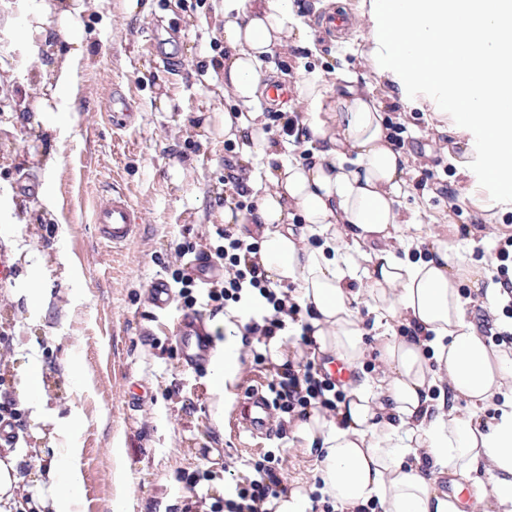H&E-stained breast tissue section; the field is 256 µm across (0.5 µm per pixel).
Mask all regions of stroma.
I'll return each mask as SVG.
<instances>
[{
	"label": "stroma",
	"mask_w": 512,
	"mask_h": 512,
	"mask_svg": "<svg viewBox=\"0 0 512 512\" xmlns=\"http://www.w3.org/2000/svg\"><path fill=\"white\" fill-rule=\"evenodd\" d=\"M144 11L127 16L124 0H101L87 19L90 62H77L74 80L80 109L49 114L37 124L17 111L16 89L29 84L34 57L60 47L30 46L22 38L26 11L40 0H0V68L13 85H0V264L10 275L0 281V328L11 338L0 346V397L20 404L25 430L11 446L25 464L19 470L27 491L26 512H40L51 489L45 472L64 448L80 451L81 512H210L235 483L253 475L251 461L275 451L288 489L320 486L318 459L292 432L276 433L257 448L244 447L236 430L239 397L275 379L278 367L264 344L244 337L241 369L230 391L216 389L211 368L183 370L171 334L173 314L148 304V287L158 276L188 274L184 243L208 252L215 228L224 222L218 198L232 193L230 172L251 182L243 202L257 206L271 165L243 143L225 139L223 116L235 110L219 91L206 63L222 55L224 37L215 21L224 0H140ZM362 0H295L298 18L311 30L312 45L279 48L265 55L266 83L293 89L297 80L320 75L333 84L335 72L364 76L382 104L386 125L401 127L394 145L408 160L409 187L403 203L413 221L402 228L411 257L421 256L432 235L457 225L465 255L497 274L496 244L512 234V191L486 179L481 134L459 137L423 101L401 102L370 72L362 52L371 33L351 29L342 41L320 33L321 15L361 12ZM176 38L182 64L165 72L152 55V30ZM135 110L133 124L114 126L108 112L113 89ZM265 129L284 158L307 157L311 147L285 135L275 111L305 114L302 105L272 110L258 102ZM468 162L470 177L457 173ZM124 192L139 220L135 236L112 248L92 220L94 208ZM41 306L28 304L32 288ZM43 366L38 406L24 405L30 359ZM83 382L74 385L72 367ZM147 392L139 407L128 404L133 389ZM78 416L81 425L66 437L61 423ZM125 450L116 464L111 450ZM199 480L196 491L182 475Z\"/></svg>",
	"instance_id": "1"
}]
</instances>
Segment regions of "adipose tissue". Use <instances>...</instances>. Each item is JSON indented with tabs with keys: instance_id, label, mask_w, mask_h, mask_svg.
<instances>
[{
	"instance_id": "1",
	"label": "adipose tissue",
	"mask_w": 512,
	"mask_h": 512,
	"mask_svg": "<svg viewBox=\"0 0 512 512\" xmlns=\"http://www.w3.org/2000/svg\"><path fill=\"white\" fill-rule=\"evenodd\" d=\"M98 0H54L28 13L27 38L56 31L64 45L38 66L36 86L23 89L19 111L75 112L73 64L87 57L85 18ZM371 30L367 61L403 100L428 93L446 115V98L433 88L458 86L469 115L458 131L477 127L495 146L488 173L512 169V0H370L362 14ZM222 31L231 52L218 62L223 91L251 108L265 88L262 58L306 38L294 0H224ZM306 105L299 135L309 159L280 160L258 113L224 114V137L242 139L279 159L254 214L225 210L228 224L260 230L258 258L268 279L298 287L307 311L308 338L360 377L347 385L335 418L313 412L293 434L320 455L322 496L339 512L376 501L385 512H461L458 498L434 478L453 472L460 485L482 475L492 485L497 512H512V353L492 349L466 318L463 289L480 292L497 313L500 288L486 284L479 266L465 264L455 237L433 236L425 257L398 256L394 243L406 223L407 160L386 134L380 103L355 75H336L328 92L312 75L296 85ZM300 225H292V218ZM363 250V264L348 249ZM367 303L376 323L400 317L415 336L380 334L382 378L362 376L366 332L358 313ZM466 400L467 409L447 406ZM496 403L498 414L480 412ZM52 492L43 512H77L82 492L79 451L66 449L49 473Z\"/></svg>"
}]
</instances>
